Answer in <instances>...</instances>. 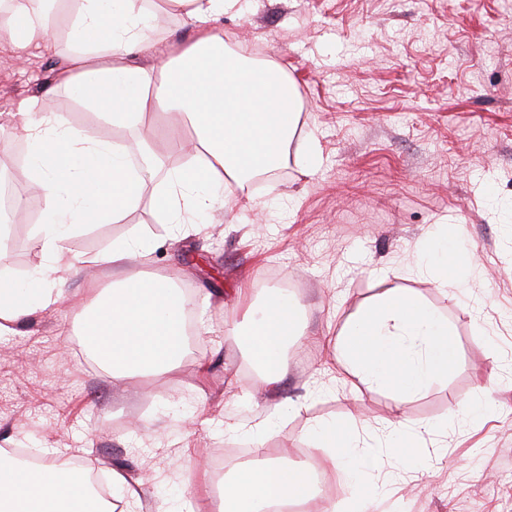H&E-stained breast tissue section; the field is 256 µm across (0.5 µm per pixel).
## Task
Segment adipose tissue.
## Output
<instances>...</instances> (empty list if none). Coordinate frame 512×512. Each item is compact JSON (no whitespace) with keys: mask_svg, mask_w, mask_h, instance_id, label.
Masks as SVG:
<instances>
[{"mask_svg":"<svg viewBox=\"0 0 512 512\" xmlns=\"http://www.w3.org/2000/svg\"><path fill=\"white\" fill-rule=\"evenodd\" d=\"M54 2L0 0V34H7L16 59H23L32 43L54 44ZM176 2L196 36L158 73L129 61L150 53L158 41L141 0H67L75 47L63 57L55 82L117 123L159 109L179 111L195 138L187 146L173 142L172 148H191L200 162L171 174L154 206L166 223L198 224L225 195L287 158L298 96L277 68L229 49L218 22L239 0ZM36 109L33 100L21 107L26 118L18 132L30 143L32 193L16 205L45 201L40 242L50 263L26 279L0 280V336L14 333L25 317L67 301L81 307L82 334L113 378L173 372L185 355V324L193 307L181 289L140 274L104 293L90 287L71 295L61 287V273L71 267L65 242L84 225L108 224L135 208L157 174V163L132 164L125 151L59 118L31 119ZM475 258V251L461 250L443 234L418 252L414 269L444 285L461 280ZM300 334L298 301L272 295L248 332L250 355L268 383L287 372L286 350ZM336 360L390 393L389 437L406 467L414 466L426 443H443L447 428L428 424L409 433L401 421L404 405L447 380L457 362L452 329L421 296L388 289L357 308L336 337ZM307 440L319 454L299 465H285L256 449L253 460L226 479L220 512H265L275 502L311 497L310 475L318 468L339 472L358 486L356 512H365L375 494L403 480L398 473L378 472L375 457L347 423L315 422ZM0 512L103 510L82 468L29 466L0 449Z\"/></svg>","mask_w":512,"mask_h":512,"instance_id":"1","label":"adipose tissue"}]
</instances>
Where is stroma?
Listing matches in <instances>:
<instances>
[{
  "label": "stroma",
  "instance_id": "1",
  "mask_svg": "<svg viewBox=\"0 0 512 512\" xmlns=\"http://www.w3.org/2000/svg\"><path fill=\"white\" fill-rule=\"evenodd\" d=\"M220 22L231 48L269 62L300 99L292 156L275 172L224 196L207 222L172 230L153 198L190 157L170 152V137H191L174 113L152 112L118 126L54 88L52 72L71 49L70 14L57 17L53 49L27 48L15 63L0 52V171L24 189L14 155L20 106L63 118L123 148L131 160L151 146L165 163L123 220L85 227L67 243L76 267L66 285L113 271L95 256L140 229L145 256L126 273L160 276L194 299V342L166 378L126 384L87 352L74 310L37 313L18 334L0 337V448H30L47 461L67 458L118 470L141 488V512L164 505L218 512L211 485L184 490L185 464L211 467L222 450H252L225 424L252 426L273 403L301 399L263 442L274 457L311 454L305 433L317 420L383 428L388 393L349 375L334 341L346 319L386 288L419 294L447 319L458 360L448 379L405 404L411 427L447 423V456L423 452L411 495L376 497L371 512H512V0H241ZM158 13L160 40L135 64L161 67L193 38L172 0H145ZM315 149L304 169L296 154ZM39 222L11 216L0 244V274L22 279L48 262ZM475 248L466 285L439 286L410 271V260L440 229ZM292 283L302 305V337L288 370L266 383L245 334L248 305L262 306ZM482 400L468 419L462 405Z\"/></svg>",
  "mask_w": 512,
  "mask_h": 512
}]
</instances>
